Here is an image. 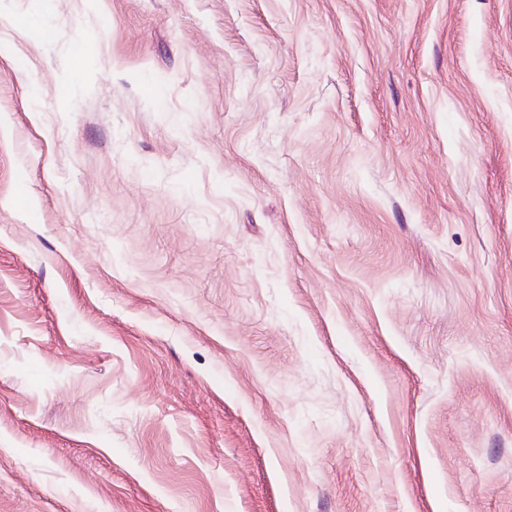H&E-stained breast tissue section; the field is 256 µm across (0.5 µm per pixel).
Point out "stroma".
Here are the masks:
<instances>
[{"instance_id":"35a3bbf8","label":"stroma","mask_w":512,"mask_h":512,"mask_svg":"<svg viewBox=\"0 0 512 512\" xmlns=\"http://www.w3.org/2000/svg\"><path fill=\"white\" fill-rule=\"evenodd\" d=\"M0 512H512V0H0Z\"/></svg>"}]
</instances>
